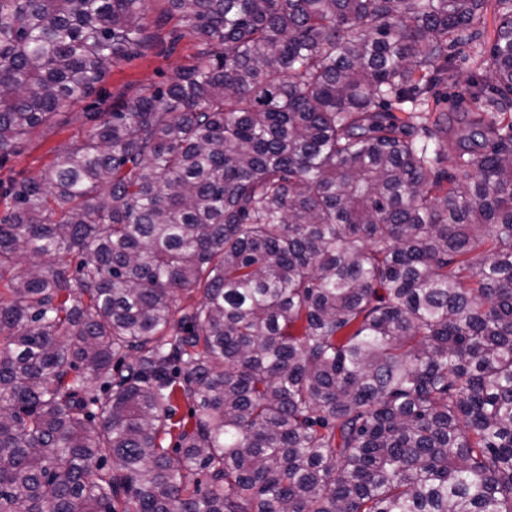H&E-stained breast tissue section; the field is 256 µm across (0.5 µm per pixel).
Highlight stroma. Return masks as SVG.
Returning a JSON list of instances; mask_svg holds the SVG:
<instances>
[{
    "mask_svg": "<svg viewBox=\"0 0 512 512\" xmlns=\"http://www.w3.org/2000/svg\"><path fill=\"white\" fill-rule=\"evenodd\" d=\"M164 0H149L145 25L154 38L120 58L109 74L75 105L68 119H60L37 128L17 153L0 162V194L12 183L37 176L53 159L54 151L81 139L92 127L87 115L107 110L112 102L126 100L143 87L165 84L176 68L194 63L198 47L190 37L171 40V25L157 26Z\"/></svg>",
    "mask_w": 512,
    "mask_h": 512,
    "instance_id": "obj_1",
    "label": "stroma"
}]
</instances>
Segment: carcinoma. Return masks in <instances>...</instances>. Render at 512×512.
Wrapping results in <instances>:
<instances>
[{"mask_svg":"<svg viewBox=\"0 0 512 512\" xmlns=\"http://www.w3.org/2000/svg\"><path fill=\"white\" fill-rule=\"evenodd\" d=\"M147 2L0 0V162ZM165 2L194 64L4 198L0 512H512V0ZM478 72L481 71L478 70V62L476 61L475 58H473L472 56L466 58L460 56L459 58H457L455 77L448 83V86L439 87L441 94L448 93V103L441 101L438 110L442 108L445 111L451 112L453 109V103L455 101L454 94L463 89L464 87H466V84ZM451 82H456L457 87L452 86Z\"/></svg>","mask_w":512,"mask_h":512,"instance_id":"carcinoma-1","label":"carcinoma"}]
</instances>
